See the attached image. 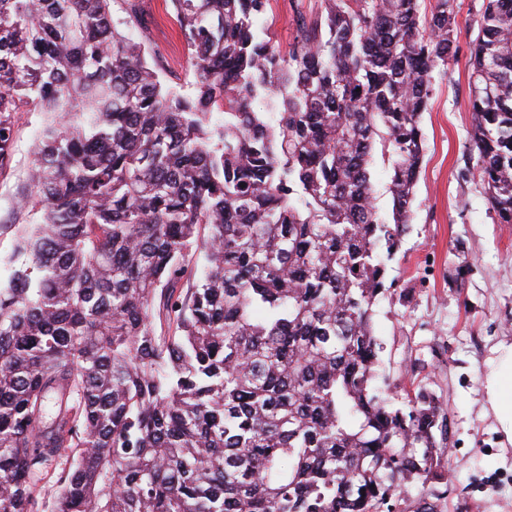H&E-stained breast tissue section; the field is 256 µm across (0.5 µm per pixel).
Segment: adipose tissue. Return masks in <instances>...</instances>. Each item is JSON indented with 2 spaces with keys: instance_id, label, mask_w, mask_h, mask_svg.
<instances>
[{
  "instance_id": "1",
  "label": "adipose tissue",
  "mask_w": 512,
  "mask_h": 512,
  "mask_svg": "<svg viewBox=\"0 0 512 512\" xmlns=\"http://www.w3.org/2000/svg\"><path fill=\"white\" fill-rule=\"evenodd\" d=\"M484 390L505 441L512 444V343L499 344L489 358Z\"/></svg>"
}]
</instances>
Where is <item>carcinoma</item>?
Here are the masks:
<instances>
[{
  "instance_id": "cac0c4a2",
  "label": "carcinoma",
  "mask_w": 512,
  "mask_h": 512,
  "mask_svg": "<svg viewBox=\"0 0 512 512\" xmlns=\"http://www.w3.org/2000/svg\"><path fill=\"white\" fill-rule=\"evenodd\" d=\"M110 2L0 0V169L10 113L50 118L0 286V512H33L61 456L50 512H398L446 423L375 385L379 251L410 220L455 11L323 0L284 55L255 27L269 0H171L186 92ZM468 84L512 224V0H484ZM369 170L379 214L383 219L390 220L392 209V200L388 193V184L391 175L390 168L387 163L382 161L380 155H378L375 157Z\"/></svg>"
}]
</instances>
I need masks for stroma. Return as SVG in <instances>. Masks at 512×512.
<instances>
[{"mask_svg":"<svg viewBox=\"0 0 512 512\" xmlns=\"http://www.w3.org/2000/svg\"><path fill=\"white\" fill-rule=\"evenodd\" d=\"M145 26L130 36L163 65L171 83L194 75L184 38L168 0H134ZM484 0H457L454 55L447 71L434 74L422 119L426 154L413 214L400 250L387 259L392 287L374 308L382 343V371L396 405L419 391L433 393L447 417L448 435L436 452L440 480L404 491L403 512L421 501L435 512H512V446L486 409L483 375L494 348L512 343V224L498 223L470 156L468 70ZM323 0H270L258 25L274 46L288 51L297 12L317 13ZM16 134L8 165L0 169V284H7L17 231L32 223L21 200L30 193L29 173L45 114L13 113Z\"/></svg>","mask_w":512,"mask_h":512,"instance_id":"obj_1","label":"stroma"}]
</instances>
